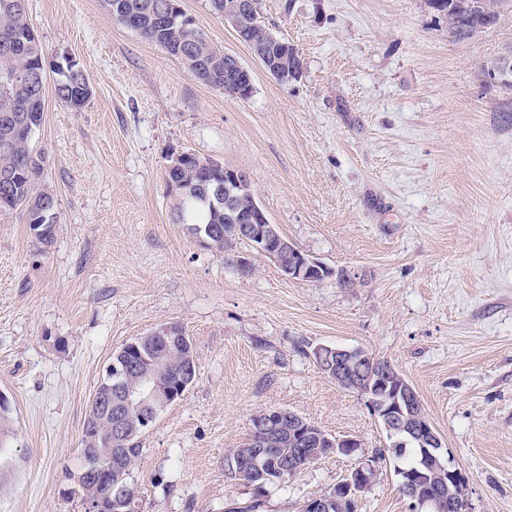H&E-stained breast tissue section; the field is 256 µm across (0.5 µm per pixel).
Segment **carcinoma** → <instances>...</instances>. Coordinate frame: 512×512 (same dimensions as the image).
<instances>
[{"instance_id":"obj_1","label":"carcinoma","mask_w":512,"mask_h":512,"mask_svg":"<svg viewBox=\"0 0 512 512\" xmlns=\"http://www.w3.org/2000/svg\"><path fill=\"white\" fill-rule=\"evenodd\" d=\"M491 0H429L431 7L448 17V35L464 41L493 28L499 19L492 18ZM107 10L121 24L139 33L146 41L166 49L195 77L220 86L224 84V65L231 55L217 50L204 31L187 17L180 0H104ZM166 11L168 18L158 21L155 16ZM31 26L25 0H0V210L26 206L28 224L35 236L44 244L52 242L57 224L55 201L51 193L37 191L41 174V153L32 144L33 132L39 129L44 115L46 85L39 84V74L45 73L44 48L29 39ZM275 39L268 28L261 29V37L253 38L250 48L266 67L276 70L280 81L288 83L302 74L303 62L293 49L267 55ZM59 80L55 86L58 101L72 111L83 108L92 95V89L83 69L71 58L64 56L56 67ZM201 168L216 181L224 179V165L212 159L193 155L188 163L165 170L166 180L175 187L172 195L173 210L181 224L191 226V232L208 236L214 226H224V209H215L196 186ZM139 355L134 357L140 365L172 380L182 376L193 381L196 369L184 361L181 342L169 338L137 343ZM112 424L109 416L101 418L99 431L88 447L98 452L108 450L107 428ZM144 429L139 416L128 419V440L120 452H112L110 480L129 486L132 466L140 455V438ZM300 443L281 430L277 443L267 449L264 473L245 472L239 478L258 485L281 480L277 470L303 462V457L318 458L317 447L308 446L299 455ZM397 458L409 457L404 469L419 467V449L410 444L405 448H387Z\"/></svg>"}]
</instances>
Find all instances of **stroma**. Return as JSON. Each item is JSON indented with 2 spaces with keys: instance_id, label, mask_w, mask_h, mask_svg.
<instances>
[{
  "instance_id": "stroma-1",
  "label": "stroma",
  "mask_w": 512,
  "mask_h": 512,
  "mask_svg": "<svg viewBox=\"0 0 512 512\" xmlns=\"http://www.w3.org/2000/svg\"><path fill=\"white\" fill-rule=\"evenodd\" d=\"M181 5L251 72L250 98L202 83L103 0H26L46 51L34 145L57 224L45 245L24 210L0 211V512H84L90 399L115 352L169 322L196 377L141 438L139 512H300L333 491L354 459L320 457L261 492L228 472L229 449L274 408L384 450L357 512H415L383 426L318 369L321 344L389 361L472 512H512V90L481 74L512 46V6L456 42L428 0H262L303 61L283 83L209 0ZM64 55L92 85L78 112L55 95ZM175 150L245 171L269 221L332 276L290 280L258 254L244 276L203 247L173 214Z\"/></svg>"
}]
</instances>
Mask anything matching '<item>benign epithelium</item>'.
<instances>
[{
	"label": "benign epithelium",
	"instance_id": "1",
	"mask_svg": "<svg viewBox=\"0 0 512 512\" xmlns=\"http://www.w3.org/2000/svg\"><path fill=\"white\" fill-rule=\"evenodd\" d=\"M250 10L249 0H228L224 3V21L232 25L237 37L246 40L247 35L241 31L240 19ZM485 82L491 85H504L512 81V57L506 55L494 69L484 72ZM250 192L247 174L238 169H224V183L215 187L217 196L224 197V214L232 223L224 228V237H232L238 243H245L254 250L273 261L289 279L316 281L325 277L329 270L321 261L305 254L280 233L277 225L269 222L257 199L242 214L236 209L239 196ZM313 357L318 368L336 385L353 390L365 398L367 406L373 413L381 415V423L393 446L403 448L410 440H416L424 448L423 458L426 466L448 472V482L432 488L425 481V476L418 470L411 472L410 479L404 484L407 497L414 507L428 508L429 512H471L469 499L459 497L454 486L462 481L463 475L445 460L440 452L442 439L432 427L427 416L420 408V398L412 385L392 364L381 363L376 366L380 374V385L386 390L384 398H377L373 392L364 387L354 373L352 352L338 347L318 345L313 349ZM129 366L112 367L115 385H107L94 393L84 431H95V425L101 414H110L119 421L109 430V446L119 447L127 439V431L120 419L133 412L139 413L142 426L147 428L154 421L152 411L155 406L180 399L186 391V385L173 384L159 379L155 374L139 371V382L125 386L120 378L126 374ZM289 414L297 417L293 427L297 434L307 437L310 425L294 412L282 409H270L255 415L257 438L254 442V456L244 462L246 469L260 468L259 457L263 456L269 446L279 436L278 421ZM326 445L327 452L338 456L358 457L354 468L347 477L336 485L331 495L315 496L303 505V512H331L341 510L348 503L356 508L359 494L370 484L371 474L375 472L372 460L360 457L361 441L354 436L334 437L320 436L317 445ZM112 472V457L96 456L93 464L83 471V478L95 482L96 494L83 498L85 512H136L135 497L122 489H114L109 482Z\"/></svg>",
	"mask_w": 512,
	"mask_h": 512
}]
</instances>
